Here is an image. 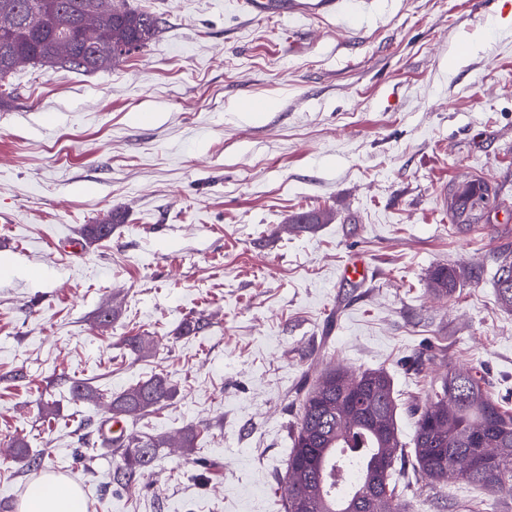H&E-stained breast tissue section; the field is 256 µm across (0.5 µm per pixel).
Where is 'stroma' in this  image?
Segmentation results:
<instances>
[{"instance_id": "stroma-1", "label": "stroma", "mask_w": 512, "mask_h": 512, "mask_svg": "<svg viewBox=\"0 0 512 512\" xmlns=\"http://www.w3.org/2000/svg\"><path fill=\"white\" fill-rule=\"evenodd\" d=\"M237 0H134L164 21L92 74L40 67L0 103V499L47 474L86 512H284L291 432L327 369L386 371L403 444L448 363L512 406V0H364L342 17ZM269 102L256 114L243 99ZM480 177L505 206L452 224L448 186ZM121 210L110 238L83 228ZM305 211L326 224L292 223ZM374 274L344 278L349 254ZM438 267L458 274L435 296ZM118 308L111 325L101 311ZM205 329L177 335L186 319ZM148 336L133 355L127 339ZM160 374L174 397L134 433L198 432L129 486L97 430L115 393ZM97 394L75 399L73 381ZM54 419H45L43 404ZM28 443L30 470L6 444ZM413 512L512 498L412 485ZM508 270L506 275L505 270ZM495 292L498 303L512 310V256L501 255L498 261L497 278L495 281Z\"/></svg>"}]
</instances>
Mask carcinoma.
I'll return each instance as SVG.
<instances>
[{"label": "carcinoma", "instance_id": "cac0c4a2", "mask_svg": "<svg viewBox=\"0 0 512 512\" xmlns=\"http://www.w3.org/2000/svg\"><path fill=\"white\" fill-rule=\"evenodd\" d=\"M7 9L21 13L23 24L0 31V48L8 47V71H0L1 100L13 97L6 81L22 67L98 72L142 51L162 26L161 17L130 0H0V11ZM502 203L497 189L479 180L448 186V213L456 224H480L489 209ZM124 219L115 210L109 219L86 225L84 236L91 242L106 239ZM456 281V272L447 267L430 274L431 290L439 295L452 294ZM495 292L498 303L512 310L511 255L499 257ZM175 393L166 377L154 375L115 396L112 410L134 424ZM414 414V476L434 487L451 475L494 495L512 496V409L493 397L483 377L448 362L440 385ZM396 415L391 379L383 371L335 368L319 377L304 395L292 435L285 512H409L393 479L397 468L383 475L376 488L367 483L377 459L401 462ZM166 444L161 434L107 439L104 446L123 449L116 481L132 483L145 475ZM479 454L494 461L489 479L473 467ZM349 458L358 477L343 492L334 488L333 473Z\"/></svg>", "mask_w": 512, "mask_h": 512}]
</instances>
